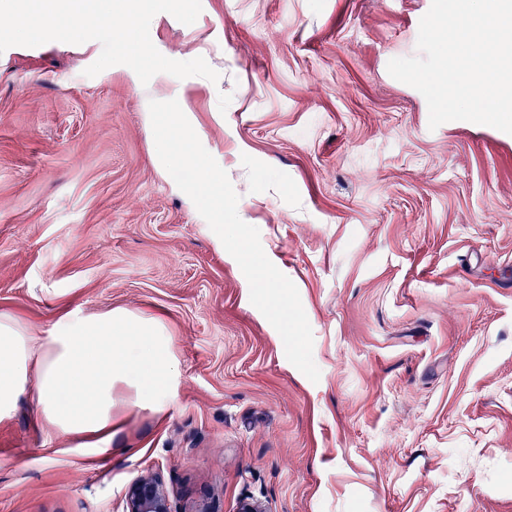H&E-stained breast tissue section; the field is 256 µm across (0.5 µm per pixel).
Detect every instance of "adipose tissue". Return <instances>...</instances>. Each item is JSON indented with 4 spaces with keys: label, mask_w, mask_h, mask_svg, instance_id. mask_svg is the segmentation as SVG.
I'll return each instance as SVG.
<instances>
[{
    "label": "adipose tissue",
    "mask_w": 512,
    "mask_h": 512,
    "mask_svg": "<svg viewBox=\"0 0 512 512\" xmlns=\"http://www.w3.org/2000/svg\"><path fill=\"white\" fill-rule=\"evenodd\" d=\"M178 362L161 320L125 310H63L34 343L17 318L0 313V419L35 388L36 424L107 451L131 409L161 411L173 396Z\"/></svg>",
    "instance_id": "adipose-tissue-1"
}]
</instances>
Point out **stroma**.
I'll return each instance as SVG.
<instances>
[{
	"label": "stroma",
	"mask_w": 512,
	"mask_h": 512,
	"mask_svg": "<svg viewBox=\"0 0 512 512\" xmlns=\"http://www.w3.org/2000/svg\"><path fill=\"white\" fill-rule=\"evenodd\" d=\"M201 2L149 33L215 83L85 76L93 40L0 53V312L37 341L65 308L157 318L179 370L102 454L27 390L0 512H124L154 471L177 512H512V135L430 128L389 75L431 0ZM173 99L297 287L318 382L162 165L149 103Z\"/></svg>",
	"instance_id": "obj_1"
}]
</instances>
